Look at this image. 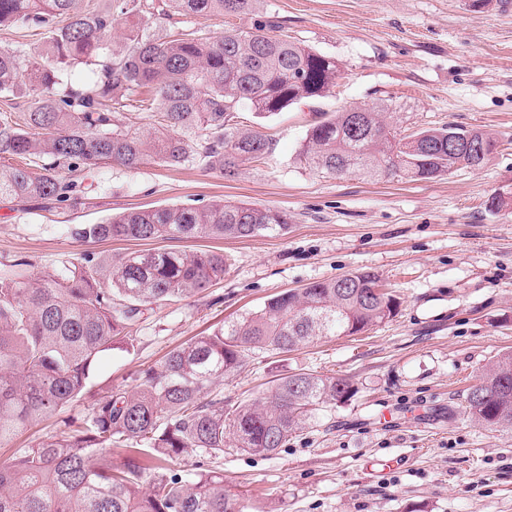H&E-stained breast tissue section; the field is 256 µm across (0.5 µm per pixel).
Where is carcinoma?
<instances>
[{
  "mask_svg": "<svg viewBox=\"0 0 512 512\" xmlns=\"http://www.w3.org/2000/svg\"><path fill=\"white\" fill-rule=\"evenodd\" d=\"M257 0H0V27L44 31L33 54L0 48V97L22 112H0V159H34L39 171L0 167V197L51 210L78 203L70 175L104 165L136 169L197 164L226 178L272 151L260 131L237 121L246 106L275 115L326 98L338 64L263 24L211 37L174 21L248 15ZM134 17L125 41L111 43L117 17ZM92 67L76 84L72 73ZM151 113L134 128L124 109ZM389 106L342 107L307 130L299 156L338 177L430 180L479 168L497 149L488 133L447 125L402 136L381 119ZM288 214L244 202L129 210L77 224L82 243L249 238L288 230ZM20 259L0 268V445L91 393L99 357L133 340L145 311L201 294L224 278L214 251L158 249L101 255L84 251L60 269L29 277ZM378 276L358 270L279 292L256 309L170 351L156 368L94 399L88 414L0 462V512H246L224 476L186 477L174 460L195 453L270 455L303 425L347 401L351 380L299 372L280 375L251 402L205 396L213 380L255 356L288 353L327 336L357 335L392 319L396 298L371 294ZM476 421L512 429V351L499 354L466 396ZM126 447L120 461L112 444Z\"/></svg>",
  "mask_w": 512,
  "mask_h": 512,
  "instance_id": "carcinoma-1",
  "label": "carcinoma"
}]
</instances>
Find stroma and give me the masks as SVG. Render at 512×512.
Masks as SVG:
<instances>
[{
	"instance_id": "obj_1",
	"label": "stroma",
	"mask_w": 512,
	"mask_h": 512,
	"mask_svg": "<svg viewBox=\"0 0 512 512\" xmlns=\"http://www.w3.org/2000/svg\"><path fill=\"white\" fill-rule=\"evenodd\" d=\"M258 23L339 64L332 96L269 118L240 111L241 124L272 141L265 159L230 180L196 165L105 166L85 176L81 205L51 212L0 198V264L27 260L38 277L87 248L224 254L223 280L156 308L133 345L102 356L91 375L98 393L130 384L173 348L281 291L370 270L400 301L393 320L287 354H259L208 388L240 403L266 392L272 377L302 371L349 378L354 395L274 454H193L174 469L219 471L247 512H512V430L475 421L465 402L482 370L512 350V200L496 210L489 204L512 193V11L500 0L479 13L468 0H258L250 15L198 26L217 37ZM383 103L402 133L451 123L490 133L497 150L479 168L428 181L336 177L300 162L305 133L323 115ZM218 199L287 212L288 231L89 247L68 232L132 208ZM90 403L86 397L42 418L0 446V462Z\"/></svg>"
}]
</instances>
